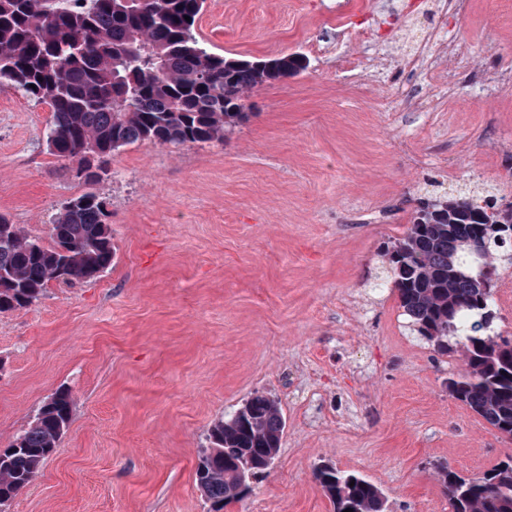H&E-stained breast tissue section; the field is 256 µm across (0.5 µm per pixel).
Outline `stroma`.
Here are the masks:
<instances>
[{
    "label": "stroma",
    "mask_w": 512,
    "mask_h": 512,
    "mask_svg": "<svg viewBox=\"0 0 512 512\" xmlns=\"http://www.w3.org/2000/svg\"><path fill=\"white\" fill-rule=\"evenodd\" d=\"M503 2L207 0L210 52L310 65L255 88L223 141L116 153L95 187L111 269L0 313V452L54 392L73 397L59 451L7 512H209L208 430L257 392L279 405L280 448L224 512H333L324 462L369 477L391 512H451L436 464L476 476L512 454L449 396L464 364L412 331L383 258L421 201L512 205ZM358 56L367 69L347 72ZM51 120L0 85V213L46 245L86 190L48 150ZM495 282L492 331L512 338V270Z\"/></svg>",
    "instance_id": "obj_1"
}]
</instances>
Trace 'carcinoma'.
Returning a JSON list of instances; mask_svg holds the SVG:
<instances>
[{
  "label": "carcinoma",
  "mask_w": 512,
  "mask_h": 512,
  "mask_svg": "<svg viewBox=\"0 0 512 512\" xmlns=\"http://www.w3.org/2000/svg\"><path fill=\"white\" fill-rule=\"evenodd\" d=\"M204 0H0V84L7 82L52 112L50 152L88 163L148 141L186 146L224 140L248 118L244 101L255 87L309 67L301 53L259 61L211 53L193 30ZM190 20H185V17ZM497 224L493 199H436L416 215L394 251H385L391 283L413 330L443 354L458 353L464 371L448 393L512 437V339L490 334L492 289L481 265L512 266L507 234H492L483 258L469 241L476 224ZM0 313L38 301L52 281L87 283L112 267L106 201L94 191L66 202L49 227L51 244L32 238L0 214ZM30 427L0 453V506L29 486L57 453L72 414L59 390ZM285 422L272 398L256 393L208 432L199 490L213 512L243 497L241 486L267 469ZM451 512H512V455L477 478L437 467ZM315 480L334 512H388L381 487L330 464Z\"/></svg>",
  "instance_id": "1"
}]
</instances>
